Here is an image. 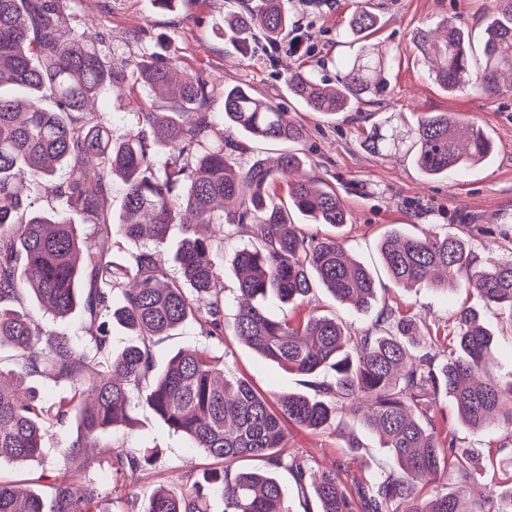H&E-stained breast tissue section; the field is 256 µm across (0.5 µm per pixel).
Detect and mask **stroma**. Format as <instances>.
Masks as SVG:
<instances>
[{"label":"stroma","instance_id":"1","mask_svg":"<svg viewBox=\"0 0 512 512\" xmlns=\"http://www.w3.org/2000/svg\"><path fill=\"white\" fill-rule=\"evenodd\" d=\"M356 3L294 0L295 23L287 35L301 37L302 49L273 56L267 51V40L262 39L245 59L224 46V0H176L170 11L158 8L154 0H71L70 6L78 23L96 26L105 33L115 58L140 60L155 51L157 39H167L177 60L208 82L213 92L211 118L225 138H232L233 133L224 127V89L233 85L252 89L303 126L305 136L300 142L288 145L253 140L237 162L246 167L254 160L292 150L310 162L313 175L342 196L351 215L349 224H315L300 215L294 221L308 234L343 240L349 254L373 272L377 299L369 311L361 312L336 302L320 289L316 302L321 315L336 318L348 335L359 336L373 327L381 308L388 305L415 317L426 340L443 350L448 346L454 314L472 309L494 335L497 375L507 376L512 373L511 313L486 306L475 292L463 288L443 295L425 286L393 287L378 251L381 239L397 229L415 236L438 232L463 237L481 260L492 251L500 257L512 254V93L490 94L471 88L447 93L428 77L412 44L414 32L435 26L445 17L457 20L474 37H481L482 19L491 2L369 0L381 18L372 42L396 51L389 89L380 107L408 117L416 112H455L476 121L492 137L494 151L487 161L464 177L441 179L426 178L410 158L380 156L364 147L371 105H363L358 112L326 116L308 111L288 93V71L296 67L335 83L339 63L350 53L338 32ZM139 29L145 30V38L133 39V31ZM139 100L156 111L166 109L165 99L133 77L126 82L125 95L101 94L95 109L110 113L114 138H122L136 124L135 103ZM188 347L208 348L225 369L247 378L268 398L311 391L308 377L266 361L235 336H225L220 342L201 336L192 321L172 335L156 339L153 352L157 366H165L174 354ZM437 408L466 445L481 449L495 467L512 470V458L498 451L506 430L496 427L475 432L460 426L452 401L444 395L439 396ZM286 431L288 452L310 459L319 470L334 468L340 462L349 476L373 482L392 466L378 434L361 417L348 420L343 428L333 425L311 431L290 425ZM352 435L362 442L356 453L346 446ZM75 436V424L56 428L45 439L37 458L0 464V479L39 495L45 512H52L53 487L66 475L95 483V512H146L155 490L188 488L203 472L218 466L216 460L191 447L145 407L137 410L134 425L108 430L102 440L116 449L157 450V460L146 470L117 473L98 458L68 454Z\"/></svg>","mask_w":512,"mask_h":512}]
</instances>
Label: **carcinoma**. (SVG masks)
<instances>
[{
  "label": "carcinoma",
  "instance_id": "cac0c4a2",
  "mask_svg": "<svg viewBox=\"0 0 512 512\" xmlns=\"http://www.w3.org/2000/svg\"><path fill=\"white\" fill-rule=\"evenodd\" d=\"M65 0H0V348L13 351L14 369L0 371V462L35 458L45 434L74 421L78 434L70 451L94 456L110 427L126 424L141 406L193 447L224 461L220 471L185 490L162 489L146 512H207L210 492L224 512H288L275 470L292 473L300 490L312 489L319 512H512V473L492 474L488 494L467 501L479 476L477 448L445 429L436 397L452 399L459 421L472 431L489 426L512 437V376L493 375L497 348L476 313L454 317L452 348L442 363L425 350L415 318L392 307L379 312L374 328L351 340L334 318L311 305L316 289L367 310L377 297L370 269L351 259L342 242L318 239L292 221L291 212L316 224L341 225L349 213L335 189L303 172L305 161L283 153L277 164L263 159L244 168L238 141L215 137L206 81L179 69L177 60H116L106 37L76 29ZM292 0H258L224 15V43L250 54L257 35L275 40L288 29ZM379 18L359 2L341 37L355 52L341 62L334 86L295 68L288 93L313 112L336 115L379 99L388 90L395 55L368 42ZM413 44L429 76L452 93L471 84L499 92L512 89V0H492L479 43L446 17L419 30ZM134 68L149 88L167 96L165 112L140 107L139 126L112 138L107 113L87 111L88 101L107 86L123 84ZM224 123L256 140L297 142L303 128L271 101L242 86L224 88ZM378 155L401 154L428 177L462 176L493 152L490 135L453 112H423L408 120L392 112L375 120L365 138ZM27 167L41 169L56 203L43 210L22 198L17 180ZM66 179L57 182L60 169ZM125 185L118 216L104 208L112 181ZM286 182L288 204L271 194ZM94 226L97 241L78 234L70 216ZM182 231L175 256L179 275L155 247H145L128 264L112 261V239L148 237L162 242L172 225ZM201 224L220 238L246 233L252 247L238 250L234 271L238 309L233 333L261 357L313 377L317 394L291 393L271 405L244 377L216 380L218 363L204 350H183L156 370L151 344L188 321L202 335L224 341V268L213 255ZM380 257L396 286L425 285L436 292L458 288L486 303L512 310V258L480 263L465 241L453 235H404L393 230ZM57 317L82 307L89 326L87 345L64 336L42 346L46 331L27 310L24 291ZM306 304L295 318L271 316L258 300ZM142 337L116 351L112 321ZM45 377L64 388L47 407L27 386ZM369 404L365 420L380 435L394 467L367 483L341 465L312 471L309 460L285 453L284 423L317 430ZM156 453L109 451L117 472H137ZM453 474L455 489L440 485ZM434 494L419 499L420 489ZM96 489H78L68 478L54 487L52 512H93ZM0 512H43L32 492L0 481Z\"/></svg>",
  "mask_w": 512,
  "mask_h": 512
}]
</instances>
